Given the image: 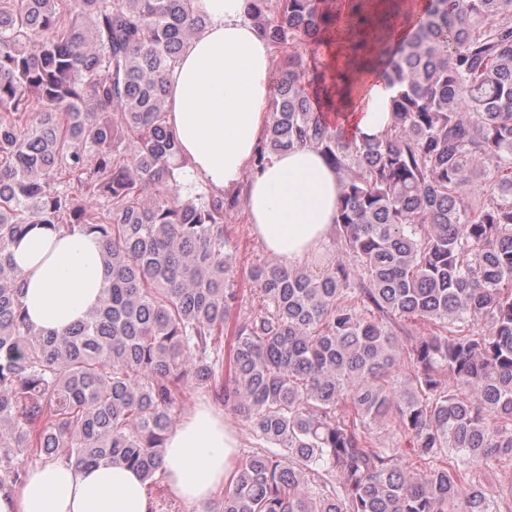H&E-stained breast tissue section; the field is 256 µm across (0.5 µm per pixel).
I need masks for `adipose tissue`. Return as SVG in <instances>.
<instances>
[{
	"label": "adipose tissue",
	"mask_w": 512,
	"mask_h": 512,
	"mask_svg": "<svg viewBox=\"0 0 512 512\" xmlns=\"http://www.w3.org/2000/svg\"><path fill=\"white\" fill-rule=\"evenodd\" d=\"M249 3L192 0L206 26L166 75V124L184 163L181 183L215 193L246 184L252 234L290 270L320 251L336 219L341 184L310 145L250 170L273 112L277 74L272 45L250 20ZM349 47L345 32H326L315 51L326 80L306 92L350 138L378 139L394 123L397 90L349 66ZM104 250L94 236L38 226L11 245L33 325L61 334L85 317L107 277ZM237 446V431L223 414L198 403L167 435L162 472L169 490L184 503L207 504L227 480ZM0 512H154V502L142 475L127 466L56 460L30 468L21 487L0 489Z\"/></svg>",
	"instance_id": "obj_1"
}]
</instances>
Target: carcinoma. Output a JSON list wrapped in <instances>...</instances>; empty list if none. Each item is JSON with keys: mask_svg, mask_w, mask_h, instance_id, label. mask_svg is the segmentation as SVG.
I'll return each instance as SVG.
<instances>
[{"mask_svg": "<svg viewBox=\"0 0 512 512\" xmlns=\"http://www.w3.org/2000/svg\"><path fill=\"white\" fill-rule=\"evenodd\" d=\"M390 2L407 28L396 47L368 0H251L254 25L290 48L254 165L320 150L341 174L346 258L253 267L259 310L240 317L225 197L179 193L165 126V73L205 26L191 0H0V488L22 483L14 460L42 456L155 483L197 386L287 451L236 464L216 512L512 505V487L493 496L474 477L512 458V0H426L419 17ZM340 25L397 88L382 139H347L303 93L324 79L310 45ZM36 224L106 248L100 304L63 334L21 301L9 246ZM412 319L440 329L403 372L392 329ZM408 451L428 469L405 470ZM322 465L330 492L313 485Z\"/></svg>", "mask_w": 512, "mask_h": 512, "instance_id": "obj_1", "label": "carcinoma"}]
</instances>
